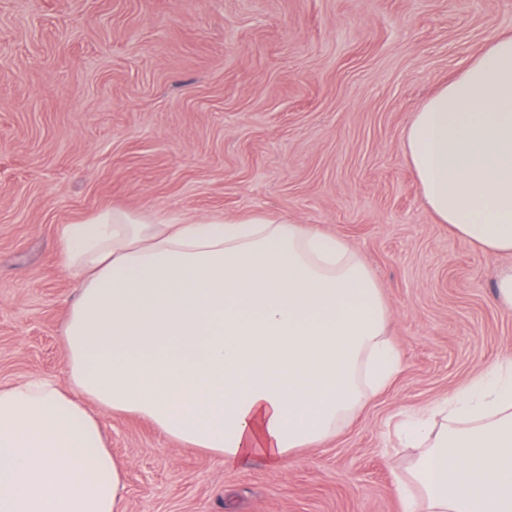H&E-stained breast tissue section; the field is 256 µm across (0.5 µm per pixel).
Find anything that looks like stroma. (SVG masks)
<instances>
[{"label": "stroma", "mask_w": 512, "mask_h": 512, "mask_svg": "<svg viewBox=\"0 0 512 512\" xmlns=\"http://www.w3.org/2000/svg\"><path fill=\"white\" fill-rule=\"evenodd\" d=\"M511 32L512 0H0V384L65 379L61 225L106 209L310 224L371 269L400 372L279 475L102 416L123 509L403 512L419 451L395 424L512 358L495 298L512 255L437 221L404 130Z\"/></svg>", "instance_id": "35a3bbf8"}]
</instances>
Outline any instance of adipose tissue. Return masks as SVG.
Wrapping results in <instances>:
<instances>
[{"instance_id":"ef3b65f1","label":"adipose tissue","mask_w":512,"mask_h":512,"mask_svg":"<svg viewBox=\"0 0 512 512\" xmlns=\"http://www.w3.org/2000/svg\"><path fill=\"white\" fill-rule=\"evenodd\" d=\"M404 149L440 223L512 255V34L415 112ZM59 241L78 283L65 381L0 385V512H123L100 414L280 473L400 370L382 291L340 235L262 214L151 224L102 210ZM397 431L421 451L395 485L405 512H512L511 359L449 396L443 422L417 414Z\"/></svg>"}]
</instances>
